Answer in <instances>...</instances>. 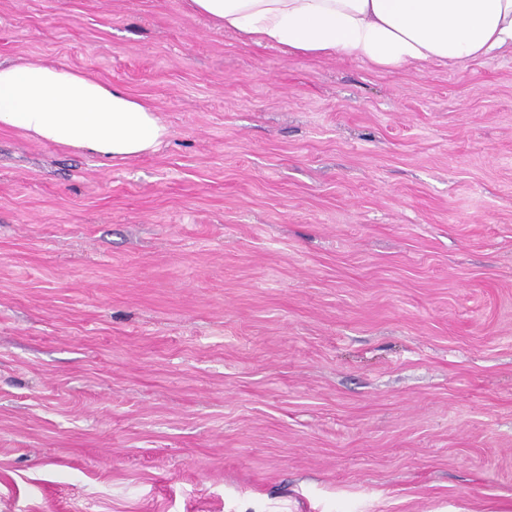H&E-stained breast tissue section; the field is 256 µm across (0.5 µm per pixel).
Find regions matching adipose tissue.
Wrapping results in <instances>:
<instances>
[{
	"instance_id": "obj_1",
	"label": "adipose tissue",
	"mask_w": 512,
	"mask_h": 512,
	"mask_svg": "<svg viewBox=\"0 0 512 512\" xmlns=\"http://www.w3.org/2000/svg\"><path fill=\"white\" fill-rule=\"evenodd\" d=\"M216 28L284 53L347 57L382 70L465 66L512 51V0H186ZM0 126L124 160L169 134L120 86L52 63H0Z\"/></svg>"
}]
</instances>
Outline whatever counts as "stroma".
Returning a JSON list of instances; mask_svg holds the SVG:
<instances>
[{"label": "stroma", "instance_id": "1", "mask_svg": "<svg viewBox=\"0 0 512 512\" xmlns=\"http://www.w3.org/2000/svg\"><path fill=\"white\" fill-rule=\"evenodd\" d=\"M123 87L108 160L0 129V512H512V53L379 70L183 0H0Z\"/></svg>", "mask_w": 512, "mask_h": 512}]
</instances>
